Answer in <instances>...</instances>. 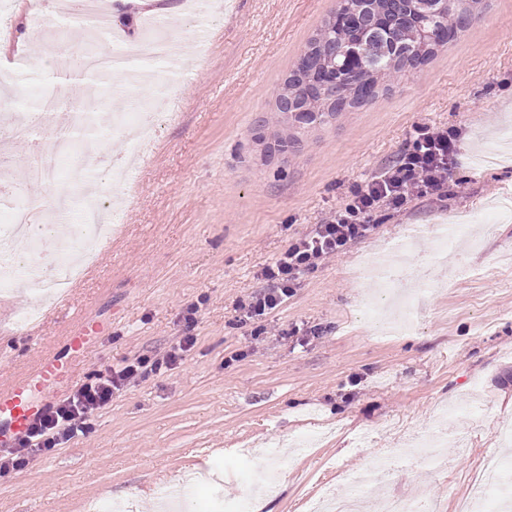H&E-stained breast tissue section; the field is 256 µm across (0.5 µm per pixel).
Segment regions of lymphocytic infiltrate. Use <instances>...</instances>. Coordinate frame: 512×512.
<instances>
[{
  "label": "lymphocytic infiltrate",
  "instance_id": "obj_1",
  "mask_svg": "<svg viewBox=\"0 0 512 512\" xmlns=\"http://www.w3.org/2000/svg\"><path fill=\"white\" fill-rule=\"evenodd\" d=\"M459 154L458 137L452 131L426 124L416 126L412 142L396 164L359 185L349 204L315 225L310 233L293 240L271 266L262 270L265 288L240 303V310L247 318L259 319L281 306L303 275L344 254L353 242L367 235L365 215L383 206L401 210L418 196L446 195L448 172L457 164ZM195 342V337L185 336L156 352L152 362L137 357L107 369L65 399L49 405L19 441L16 453L0 456V473L20 467L22 451H48L84 433L93 416L110 407L116 394L142 378L144 366L155 371L174 369Z\"/></svg>",
  "mask_w": 512,
  "mask_h": 512
}]
</instances>
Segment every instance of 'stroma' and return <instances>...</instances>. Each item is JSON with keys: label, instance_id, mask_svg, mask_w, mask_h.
Instances as JSON below:
<instances>
[{"label": "stroma", "instance_id": "stroma-1", "mask_svg": "<svg viewBox=\"0 0 512 512\" xmlns=\"http://www.w3.org/2000/svg\"><path fill=\"white\" fill-rule=\"evenodd\" d=\"M180 4L117 0L111 33L127 39L145 12ZM337 5L219 0L171 30L184 72L155 68L146 88L113 74L105 109L120 93L164 92L174 117L122 187L96 183L103 199L123 198V222L84 277L48 300L0 296V384L28 374L84 316L105 328L52 401L180 337L196 343L177 368L116 396L85 436L0 477V512H85L92 501L155 512L161 487L205 471L223 476L233 500L259 452L278 483L263 512H302L322 488L350 491V474L406 447L442 408L473 401L483 413L452 419L444 464L400 459L381 487L456 512L482 459L502 453L493 426L512 422V221L479 248L455 246L444 264L432 230L464 219L481 231L512 195V158L475 163L512 131V0H482L469 29L373 101L266 151L282 132L274 108L284 80ZM30 8L12 0L13 36L0 42V84L20 100L46 66L28 43ZM422 124L458 131L462 152L448 181L464 192L379 209L367 236L303 277L285 304L262 320L243 318L238 304L262 288V269L393 165ZM413 228L432 293L411 327L379 335L361 314L378 291L371 265ZM36 306L37 318L20 322Z\"/></svg>", "mask_w": 512, "mask_h": 512}]
</instances>
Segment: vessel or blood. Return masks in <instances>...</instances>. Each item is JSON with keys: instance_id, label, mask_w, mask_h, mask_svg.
<instances>
[{"instance_id": "obj_1", "label": "vessel or blood", "mask_w": 512, "mask_h": 512, "mask_svg": "<svg viewBox=\"0 0 512 512\" xmlns=\"http://www.w3.org/2000/svg\"><path fill=\"white\" fill-rule=\"evenodd\" d=\"M93 320L81 318L66 338L65 355L51 354L40 360L29 374L0 385V447H10L23 436L46 408L45 392L66 384L76 362L83 360L92 346Z\"/></svg>"}]
</instances>
